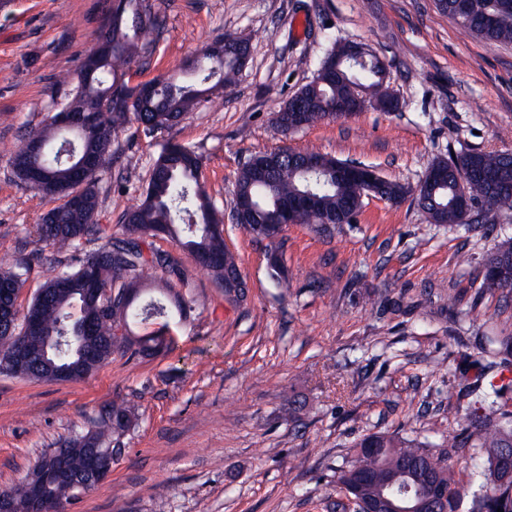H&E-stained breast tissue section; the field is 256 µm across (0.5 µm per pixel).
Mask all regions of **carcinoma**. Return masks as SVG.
I'll return each instance as SVG.
<instances>
[{"instance_id": "carcinoma-1", "label": "carcinoma", "mask_w": 512, "mask_h": 512, "mask_svg": "<svg viewBox=\"0 0 512 512\" xmlns=\"http://www.w3.org/2000/svg\"><path fill=\"white\" fill-rule=\"evenodd\" d=\"M437 8L453 17L463 31L476 35L489 45L512 43V0H436ZM161 16L146 0H112V12L94 33V40L112 43L111 54L102 59L93 74L79 70L70 97H76L87 117L97 127L92 141L82 139L75 130H61L52 120L30 132L45 144L44 154L31 157L20 145L9 162L20 180H25L29 166L37 164L45 171L44 180L33 191L57 198L60 204L51 209L37 226L39 240L61 251H76L93 236L103 233L98 224L100 198L98 172L75 179L72 169L85 152L95 153L104 163L112 155V137L127 123L134 121L147 136L177 125L205 95L224 88L243 68L249 55L246 41L237 38L224 43V55L213 57L205 49L182 68V74L153 81L151 95L142 97L126 80L125 66L140 59L147 61L152 40L160 32ZM388 95L382 62L367 56L358 66L350 64L348 44L334 45L321 60L314 77L303 85L277 112L275 125L285 134L297 127H309L325 121L342 119L336 109L348 102L365 104ZM262 166L246 163L238 172L233 196L248 201L242 221L254 236L271 242L281 236L284 211L302 198L313 199L312 206L296 210L299 223L319 233H332L342 224H350L362 208L367 192L341 168V162L321 153L292 151L286 148L265 153ZM430 169H441L444 184L434 194H417L418 206L430 222L450 227H465L457 195H466L489 209L512 210V153L469 151L451 161L438 159ZM202 162L195 151L174 144L162 146L151 167L150 178L141 204L121 213V234L107 236L94 252L76 259L70 270L47 278L33 296L47 294L42 305L39 335L55 338L51 361L58 365L73 364L79 354L94 351L100 362L117 351L154 356L168 351L172 339L165 328L170 320L186 318L190 306L180 295H171L172 286L148 292L143 288L146 273L170 266L168 255L155 248L151 239L161 233L178 241L200 266L209 271L224 296L240 300L245 296V281L238 262L224 243V214L216 207L202 186ZM412 193L401 183L383 180L380 197L399 202ZM79 195L83 206L73 208L69 198ZM512 237H508L487 254L483 262V285L486 291L512 289ZM270 277L285 280V267L277 250L268 253ZM28 267L22 263L1 264L0 282L8 281L22 288ZM106 289L98 298L83 301L87 275ZM138 288L133 300L125 299L124 289ZM163 319L165 324L144 336L132 334L120 344L112 341L118 327L131 329L134 323ZM90 320L95 324L91 337L78 335L75 324ZM13 337L0 333V369L13 375L56 381L46 368L34 363L13 366L8 355ZM484 353L503 356L501 362L482 366L475 381L466 386L460 397L468 399L466 425L461 433L448 434L446 447L433 450L414 439L371 433L359 439L355 453L336 471V483L363 507L370 501L383 503L392 497L387 481L390 475L404 470L405 479L415 482L425 476L435 478L448 489L450 512H512V481L501 482L496 458L503 448H512V411L508 395L512 393V334L486 336L481 344ZM497 370L499 382L483 380L487 372ZM119 415L129 423L136 421L135 408L112 405L93 418L79 439L110 455L114 443L125 432L113 428L112 417ZM471 447L473 473L480 479L473 493L450 463L451 448Z\"/></svg>"}]
</instances>
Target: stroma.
I'll list each match as a JSON object with an SVG mask.
<instances>
[{
	"label": "stroma",
	"mask_w": 512,
	"mask_h": 512,
	"mask_svg": "<svg viewBox=\"0 0 512 512\" xmlns=\"http://www.w3.org/2000/svg\"><path fill=\"white\" fill-rule=\"evenodd\" d=\"M164 19L131 82L174 72L216 38L248 41L236 82L202 99L155 137L128 124L99 173L100 224L142 199L162 142L202 158L207 192L229 209L239 168L278 148L360 163L416 186L434 160L512 152V44L462 32L434 0H149ZM112 0H0V259L31 271L27 308L71 252L38 241L34 224L58 204L31 190L11 153L62 100ZM335 42L365 44L400 100L284 135L275 115L313 77ZM512 236V211L456 230L430 223L412 198L365 197L355 221L322 236L289 225L276 243L224 224L247 283L225 299L212 275L171 239L162 272L191 300L171 351L117 352L86 379L42 382L0 373V490L41 453L82 432L112 403L139 413L122 457L68 512H351L337 469L368 433L438 447L465 425L458 392L479 373L481 337L512 333V291L483 290L486 255ZM278 247L286 284L269 275ZM301 405L286 420L289 401Z\"/></svg>",
	"instance_id": "obj_1"
}]
</instances>
